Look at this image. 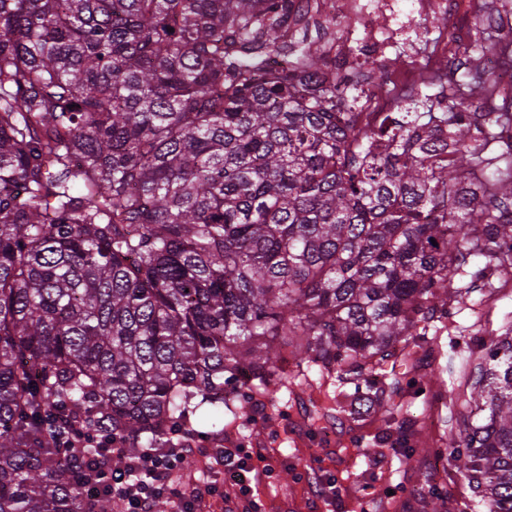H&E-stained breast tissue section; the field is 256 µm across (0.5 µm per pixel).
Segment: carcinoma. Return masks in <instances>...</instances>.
Listing matches in <instances>:
<instances>
[{
  "mask_svg": "<svg viewBox=\"0 0 512 512\" xmlns=\"http://www.w3.org/2000/svg\"><path fill=\"white\" fill-rule=\"evenodd\" d=\"M295 4L0 0V512H109L107 462L290 359L378 409L448 278L512 271V111L475 73L354 112ZM470 355L444 451L512 512V329Z\"/></svg>",
  "mask_w": 512,
  "mask_h": 512,
  "instance_id": "cac0c4a2",
  "label": "carcinoma"
}]
</instances>
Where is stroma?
<instances>
[{"label":"stroma","instance_id":"1","mask_svg":"<svg viewBox=\"0 0 512 512\" xmlns=\"http://www.w3.org/2000/svg\"><path fill=\"white\" fill-rule=\"evenodd\" d=\"M483 20H463L450 34L452 55L440 59L448 74L489 68L473 52L475 39L490 44L512 37L500 27L503 0H485ZM470 277H453L461 289L440 331L444 356L403 366L404 391L393 414L366 411L327 418L336 405V383L310 373L308 384L289 386L275 401L252 400L248 388L224 409V447L262 450L252 486L265 512H432L442 495L446 512H486L450 457L440 456L446 423L463 429L469 389L459 373L466 344L490 339L512 325V284L471 290Z\"/></svg>","mask_w":512,"mask_h":512}]
</instances>
